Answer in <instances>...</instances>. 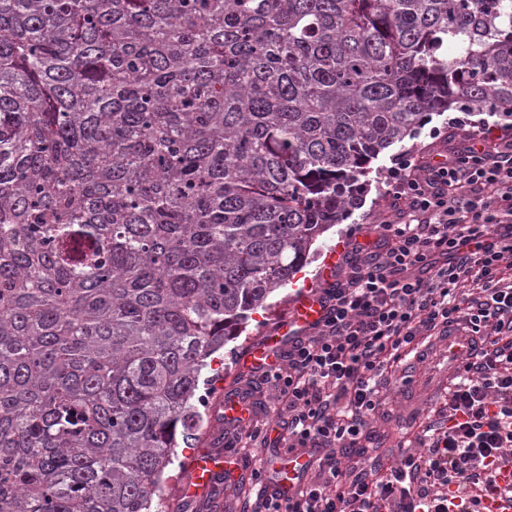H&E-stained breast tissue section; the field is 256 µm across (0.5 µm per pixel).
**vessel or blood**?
<instances>
[{
  "mask_svg": "<svg viewBox=\"0 0 512 512\" xmlns=\"http://www.w3.org/2000/svg\"><path fill=\"white\" fill-rule=\"evenodd\" d=\"M324 310L318 292L307 290L294 296L290 303V314L260 341L247 349L240 358V365L258 369L274 364L275 354L286 347L289 340L301 334L309 325L318 322ZM225 421L248 424L252 411L235 393L225 392L218 401ZM315 462L309 452L296 451L289 455L286 468L274 469L270 487L288 495L302 485L307 469ZM243 473L244 467L237 457L222 449L205 447L197 449L187 460L185 476L179 486V498L186 512H197L214 485L222 482L225 471Z\"/></svg>",
  "mask_w": 512,
  "mask_h": 512,
  "instance_id": "vessel-or-blood-1",
  "label": "vessel or blood"
}]
</instances>
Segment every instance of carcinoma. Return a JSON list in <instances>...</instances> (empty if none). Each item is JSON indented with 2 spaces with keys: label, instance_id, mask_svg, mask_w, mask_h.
<instances>
[{
  "label": "carcinoma",
  "instance_id": "carcinoma-1",
  "mask_svg": "<svg viewBox=\"0 0 512 512\" xmlns=\"http://www.w3.org/2000/svg\"><path fill=\"white\" fill-rule=\"evenodd\" d=\"M450 110L512 128V0H0V512H164L208 359Z\"/></svg>",
  "mask_w": 512,
  "mask_h": 512
}]
</instances>
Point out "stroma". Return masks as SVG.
Segmentation results:
<instances>
[{
	"instance_id": "1",
	"label": "stroma",
	"mask_w": 512,
	"mask_h": 512,
	"mask_svg": "<svg viewBox=\"0 0 512 512\" xmlns=\"http://www.w3.org/2000/svg\"><path fill=\"white\" fill-rule=\"evenodd\" d=\"M451 113L434 116L417 136L405 140L381 154L371 164L369 186L361 204L347 219L324 233L316 243L315 259L300 273L295 285L280 289L273 297L270 309L254 315L245 333L224 347V378L217 389L244 387L251 381L250 372L240 370L238 361L249 346L272 331L286 314L292 296L305 289L325 288L321 271L328 258L335 254L349 255L353 243L372 245L379 226L390 213L391 198L387 172L394 157L411 155L423 160L460 146L468 132L485 137L489 148H496L505 131L486 123L479 116L461 114L460 125H453ZM448 378V344L444 337L432 336L424 349V359L414 362L406 358L389 368L379 379L380 411L369 419L361 441L364 454H352L350 462L357 469L370 470L385 466L402 452L416 448V437L426 422L437 419L438 412L448 400L445 382Z\"/></svg>"
}]
</instances>
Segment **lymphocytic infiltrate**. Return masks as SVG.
Here are the masks:
<instances>
[{"instance_id": "obj_1", "label": "lymphocytic infiltrate", "mask_w": 512, "mask_h": 512, "mask_svg": "<svg viewBox=\"0 0 512 512\" xmlns=\"http://www.w3.org/2000/svg\"><path fill=\"white\" fill-rule=\"evenodd\" d=\"M389 183L394 216L377 251L323 288V318L245 392L269 387L293 447L319 454L285 498L252 468L249 512H473L512 494L498 480L512 461V141L489 151L473 135L439 160L400 158ZM454 324L481 348L455 369L447 419L424 425L419 452L386 472L343 468L380 406L378 377Z\"/></svg>"}]
</instances>
